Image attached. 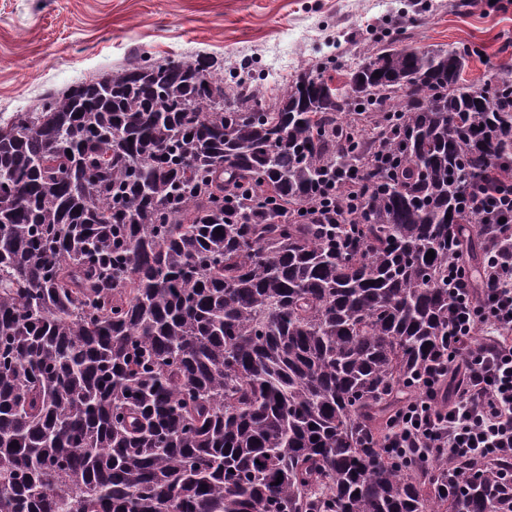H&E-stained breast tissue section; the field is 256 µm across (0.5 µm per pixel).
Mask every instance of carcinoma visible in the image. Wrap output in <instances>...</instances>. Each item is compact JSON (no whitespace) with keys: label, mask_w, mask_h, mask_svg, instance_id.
Listing matches in <instances>:
<instances>
[{"label":"carcinoma","mask_w":512,"mask_h":512,"mask_svg":"<svg viewBox=\"0 0 512 512\" xmlns=\"http://www.w3.org/2000/svg\"><path fill=\"white\" fill-rule=\"evenodd\" d=\"M377 44L274 96L144 51L0 125V512H512V459L384 447L448 267L486 283L461 202L512 178V68ZM377 152L353 223L298 214Z\"/></svg>","instance_id":"carcinoma-1"}]
</instances>
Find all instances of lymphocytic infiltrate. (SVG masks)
<instances>
[{
	"label": "lymphocytic infiltrate",
	"instance_id": "obj_1",
	"mask_svg": "<svg viewBox=\"0 0 512 512\" xmlns=\"http://www.w3.org/2000/svg\"><path fill=\"white\" fill-rule=\"evenodd\" d=\"M464 206L484 217L496 214L501 234L512 240V183L469 187ZM486 273L487 287L475 290L465 286L463 269L448 270L456 299L449 366L428 373L424 398L398 411L388 442L398 452L474 465L512 458V255L490 256ZM488 326L496 335L473 344Z\"/></svg>",
	"mask_w": 512,
	"mask_h": 512
}]
</instances>
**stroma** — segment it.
I'll return each mask as SVG.
<instances>
[{
  "instance_id": "35a3bbf8",
  "label": "stroma",
  "mask_w": 512,
  "mask_h": 512,
  "mask_svg": "<svg viewBox=\"0 0 512 512\" xmlns=\"http://www.w3.org/2000/svg\"><path fill=\"white\" fill-rule=\"evenodd\" d=\"M404 26L415 46L479 49L463 73L476 84L511 65L512 0H0V113L50 88L116 69L139 50L224 59V76L286 80L321 54L373 52L370 27Z\"/></svg>"
}]
</instances>
